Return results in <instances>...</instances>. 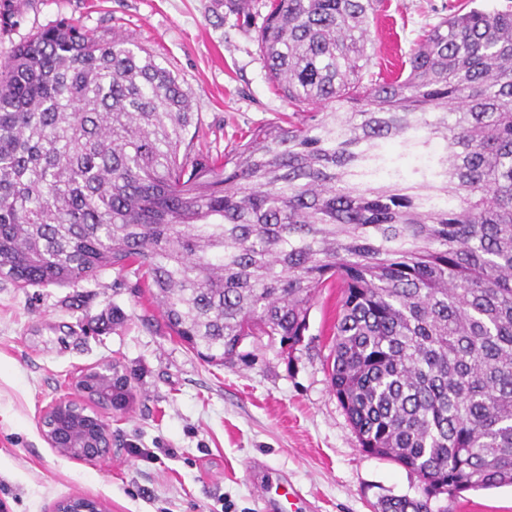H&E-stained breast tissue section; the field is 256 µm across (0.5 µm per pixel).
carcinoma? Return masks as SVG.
<instances>
[{
	"instance_id": "obj_1",
	"label": "carcinoma",
	"mask_w": 512,
	"mask_h": 512,
	"mask_svg": "<svg viewBox=\"0 0 512 512\" xmlns=\"http://www.w3.org/2000/svg\"><path fill=\"white\" fill-rule=\"evenodd\" d=\"M383 0H269V79L310 118L203 164L173 70L122 35L44 28L0 63V278L77 284L136 266L208 363L295 349L341 290L329 377L359 447L442 494L512 485V9L464 0L368 85ZM405 177L376 175L393 158Z\"/></svg>"
}]
</instances>
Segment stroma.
Listing matches in <instances>:
<instances>
[{
	"label": "stroma",
	"mask_w": 512,
	"mask_h": 512,
	"mask_svg": "<svg viewBox=\"0 0 512 512\" xmlns=\"http://www.w3.org/2000/svg\"><path fill=\"white\" fill-rule=\"evenodd\" d=\"M0 61L32 33L70 19L104 39L119 33L175 70L201 125V159L244 143L291 114L275 91L256 32L226 0H18ZM454 0H385L369 26L363 80L397 72ZM131 270L108 268L75 285L16 287L0 279V500L9 512H48L58 498L102 499L110 512H270L267 472L300 494L297 512H377L393 495L418 496L416 475L359 447L330 386L340 291L322 289L296 351L245 343L233 364L200 359L166 326ZM132 383L113 410L112 455L94 466L60 456L38 427L42 408L101 361ZM432 512H512V487L431 500Z\"/></svg>",
	"instance_id": "obj_1"
}]
</instances>
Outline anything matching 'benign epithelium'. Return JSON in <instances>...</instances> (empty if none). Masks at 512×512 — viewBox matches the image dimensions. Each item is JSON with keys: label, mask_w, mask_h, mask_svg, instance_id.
<instances>
[{"label": "benign epithelium", "mask_w": 512, "mask_h": 512, "mask_svg": "<svg viewBox=\"0 0 512 512\" xmlns=\"http://www.w3.org/2000/svg\"><path fill=\"white\" fill-rule=\"evenodd\" d=\"M112 362L81 375L75 395L52 401L41 412L45 442L58 454L85 463H101L112 452ZM51 512H106L95 498L70 495L56 500Z\"/></svg>", "instance_id": "obj_1"}]
</instances>
